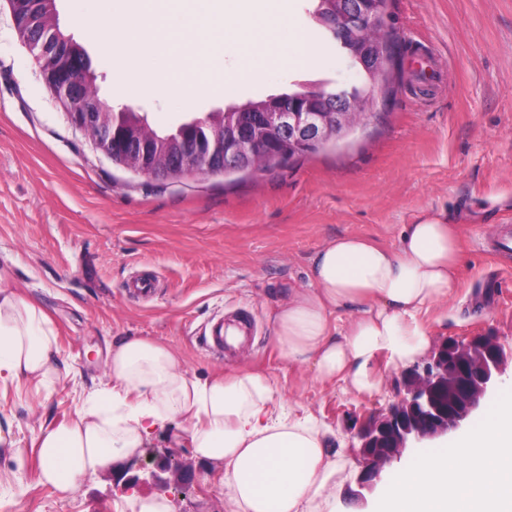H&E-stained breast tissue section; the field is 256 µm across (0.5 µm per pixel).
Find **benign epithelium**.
Segmentation results:
<instances>
[{"label":"benign epithelium","instance_id":"obj_1","mask_svg":"<svg viewBox=\"0 0 512 512\" xmlns=\"http://www.w3.org/2000/svg\"><path fill=\"white\" fill-rule=\"evenodd\" d=\"M18 39L32 55L44 84L60 106L68 123L82 132L94 149L113 164L137 176L151 180L179 181L197 176L224 174L231 165L243 172L257 167L264 151L263 136H246L225 132L223 114L207 113L189 121L210 135L193 141L179 140L164 148L146 149L134 145L119 146L112 135V111L98 100L84 94L80 75L64 77L58 71L61 52L58 16L43 21V31L35 33L28 10V0H6ZM339 19L332 30L336 52L348 61L357 59L349 45ZM383 39L372 41L363 51L365 59L374 63L360 65L366 75H376L380 62L375 60ZM356 99H343L335 108L322 111L297 110L281 101L264 113L265 126L281 135L282 151H307L324 140L330 123L345 124ZM507 354L494 336L445 340L438 345L432 361L423 373L405 372V393L380 419L357 434L360 454L368 461L367 469L357 479L362 489L372 488L381 469L400 459L412 444L443 438L465 426L498 387L504 373Z\"/></svg>","mask_w":512,"mask_h":512}]
</instances>
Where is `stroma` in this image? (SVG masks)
<instances>
[{
    "instance_id": "35a3bbf8",
    "label": "stroma",
    "mask_w": 512,
    "mask_h": 512,
    "mask_svg": "<svg viewBox=\"0 0 512 512\" xmlns=\"http://www.w3.org/2000/svg\"><path fill=\"white\" fill-rule=\"evenodd\" d=\"M91 7L57 0L59 23L86 49L100 98L117 111L134 108L160 131L311 81H360L312 21L311 0H275L282 52L294 55L296 35H309L320 68H262L228 99L219 86L242 63L229 50L209 64L213 91L128 101L117 93L108 47L117 27L87 23ZM387 13L402 70L348 139L272 171L158 184L115 166L67 123L0 6V268L51 318L64 375L0 379V428L17 443L0 444V512H138L140 497L164 500L169 512H226L223 462L195 457L175 428L70 493L40 482L41 427L78 419L112 343L128 336L168 346L192 377L267 371L284 405H302L338 434L344 472L328 512H376L380 487L350 498L364 465L350 443L396 400L401 368L380 366V390L359 395L320 386L274 342L276 306L310 284L317 251L341 234L395 248L405 225L443 213L460 229L462 263L447 320L430 325L433 344L492 334L512 347V256L489 251L512 226V0H389ZM143 278L153 293L129 294L127 284ZM243 316L255 332L223 358L198 345L211 320Z\"/></svg>"
}]
</instances>
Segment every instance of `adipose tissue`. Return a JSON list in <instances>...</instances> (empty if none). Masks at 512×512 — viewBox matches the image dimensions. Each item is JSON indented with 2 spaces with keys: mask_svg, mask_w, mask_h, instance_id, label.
<instances>
[{
  "mask_svg": "<svg viewBox=\"0 0 512 512\" xmlns=\"http://www.w3.org/2000/svg\"><path fill=\"white\" fill-rule=\"evenodd\" d=\"M460 261L458 231L440 212L408 225L395 249L359 234L330 239L312 286L279 305L275 344L316 383L373 393L379 362L403 364L429 346L422 317L455 291ZM55 344L49 316L0 275V375L46 378ZM104 376L77 421L41 430L44 483L69 491L184 423L197 457L224 462L227 512H324L343 471L329 454L336 434L312 414L277 410L280 388L264 372L192 378L166 345L130 337L113 343ZM379 512H512V383L449 445L396 470Z\"/></svg>",
  "mask_w": 512,
  "mask_h": 512,
  "instance_id": "ef3b65f1",
  "label": "adipose tissue"
}]
</instances>
